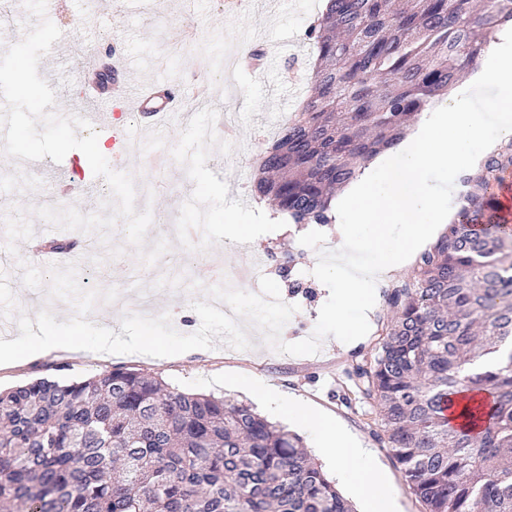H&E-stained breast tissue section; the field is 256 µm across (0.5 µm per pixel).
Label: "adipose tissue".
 <instances>
[{"label":"adipose tissue","instance_id":"obj_1","mask_svg":"<svg viewBox=\"0 0 512 512\" xmlns=\"http://www.w3.org/2000/svg\"><path fill=\"white\" fill-rule=\"evenodd\" d=\"M245 388L267 412L289 417L309 431L317 447L333 460L337 475L365 512H395L390 483L369 449L357 447L326 414L286 397L263 381L246 380Z\"/></svg>","mask_w":512,"mask_h":512}]
</instances>
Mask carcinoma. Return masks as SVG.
Segmentation results:
<instances>
[{"mask_svg": "<svg viewBox=\"0 0 512 512\" xmlns=\"http://www.w3.org/2000/svg\"><path fill=\"white\" fill-rule=\"evenodd\" d=\"M512 21V0H329L306 32L312 88L262 151L259 196L293 224H331L333 193L399 143ZM512 139L464 179L454 217L418 254L378 352L353 371L424 512H512V225L494 188ZM497 368L468 372L490 354ZM480 395L464 422L445 414ZM3 512H352L302 439L231 397L134 368L0 391Z\"/></svg>", "mask_w": 512, "mask_h": 512, "instance_id": "obj_1", "label": "carcinoma"}]
</instances>
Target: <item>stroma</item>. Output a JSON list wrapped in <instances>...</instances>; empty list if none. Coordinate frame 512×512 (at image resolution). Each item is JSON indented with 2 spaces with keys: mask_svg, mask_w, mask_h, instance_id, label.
Masks as SVG:
<instances>
[{
  "mask_svg": "<svg viewBox=\"0 0 512 512\" xmlns=\"http://www.w3.org/2000/svg\"><path fill=\"white\" fill-rule=\"evenodd\" d=\"M322 0H291L288 9L257 11L246 4L232 11H221L218 0H194L193 34L187 40L185 56L209 61L212 68L225 65L236 57L237 66L231 82L222 77L210 79L209 87L219 95L224 115L221 144L207 147L176 121H168L153 156L139 169L135 182L147 191H161L178 198L186 191H196L194 201L168 220L166 227L148 233L147 242L163 238L170 242L177 262H160V274L145 279L152 290L157 313L169 314L173 328L191 334L200 327V319L192 309L194 301L205 299L204 290L191 288V281L223 272L230 265L248 266L253 256L268 258L269 276L277 281L285 303L297 305L281 338L296 342L312 335L319 311L329 297L328 288L312 274L317 262L315 250L300 244L301 235L309 232L306 224L293 225L285 232L264 223L258 213V200L253 192L252 155L262 139L263 131H276L289 118L311 87L310 75L315 51L306 30L320 11ZM147 23L152 36L138 32V19L127 0H112V30L121 37L125 52L137 60L143 78L178 86H191V72L179 63H166L169 50L166 30L179 23L185 10L183 0H148ZM263 30L267 44H281L276 58L255 60L246 50L255 46L254 30ZM59 169L52 159H45L39 172H31L23 163L0 166V192L21 197L35 183L51 186ZM236 212L240 223L251 225L255 242L243 251L225 245L224 224L227 212ZM54 237H68L78 243L65 258L77 266L81 287L107 289L115 281L107 271L115 266L138 269L142 260L127 245L124 223H117L109 235L93 231L48 229L35 214L19 210L0 218V245L13 246L9 263L0 262V312L11 328L0 331V337L12 340L19 330L14 321L17 313L49 308L57 321H65L76 313L66 300L52 299L46 288L31 289L22 282L21 261L30 255L22 249L26 238L45 231ZM299 282L298 292H291L290 282ZM385 304L368 314L369 333L345 344L335 338L321 342L324 355L291 356L268 348L257 328H250L252 348L237 350L217 344L212 349H194L161 360L141 354H102L82 350H65L48 356H29L9 365H0V390L22 383L50 378L64 382L78 381L113 368H135L160 376L179 390L214 395H228L240 401L249 396L232 385L235 377L254 378L277 387L290 396L318 406L331 415L362 447L370 449L387 473L391 487L403 512H422V506L409 493L405 481L389 449L375 441L370 427L368 407L362 400L349 397L353 365L372 357L380 334L391 319Z\"/></svg>",
  "mask_w": 512,
  "mask_h": 512,
  "instance_id": "obj_1",
  "label": "stroma"
}]
</instances>
